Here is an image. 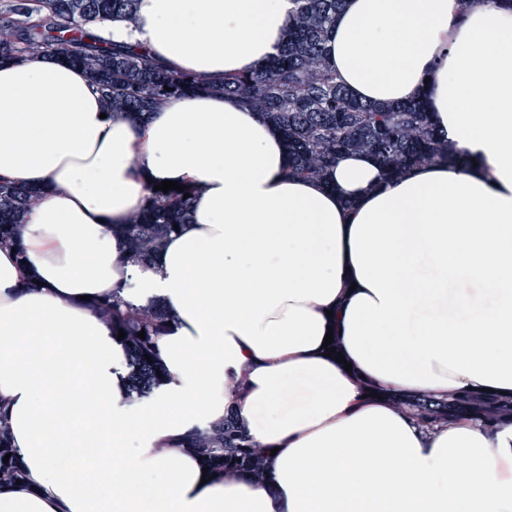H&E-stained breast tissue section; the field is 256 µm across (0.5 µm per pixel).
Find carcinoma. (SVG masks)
<instances>
[{
	"instance_id": "obj_1",
	"label": "carcinoma",
	"mask_w": 512,
	"mask_h": 512,
	"mask_svg": "<svg viewBox=\"0 0 512 512\" xmlns=\"http://www.w3.org/2000/svg\"><path fill=\"white\" fill-rule=\"evenodd\" d=\"M138 0H10L0 10V62L45 50L55 52L82 68L117 115H144L169 98L205 91L242 97L283 135L289 172L324 179L344 153L368 152L384 175L398 178L412 166L450 161L457 153L441 140L419 103L371 106L353 99L336 81L327 57V40L344 0H291L293 8L288 40L267 66L219 81L204 82L187 72L169 70L141 47L113 42L100 34L112 21L131 23ZM34 196L12 181L0 179V246H12L24 257L18 231L24 224ZM191 198L184 192L149 191L142 208L113 232L126 244L127 258L147 264L189 216ZM97 317L122 339L134 372L129 393L145 396L164 382L167 370L156 352L157 339L167 331L168 316L159 305L144 309L116 295L93 304ZM145 332V338L138 337ZM152 362H147L145 356ZM509 402L482 398H450L446 416L471 412L482 416L506 410ZM183 448H193L210 468L227 467L261 472V450L251 446L236 425L233 412L219 422L197 429ZM222 448L220 456L213 449ZM6 427L0 425V482H12L17 473Z\"/></svg>"
}]
</instances>
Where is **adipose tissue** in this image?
Returning a JSON list of instances; mask_svg holds the SVG:
<instances>
[{"instance_id": "obj_1", "label": "adipose tissue", "mask_w": 512, "mask_h": 512, "mask_svg": "<svg viewBox=\"0 0 512 512\" xmlns=\"http://www.w3.org/2000/svg\"><path fill=\"white\" fill-rule=\"evenodd\" d=\"M291 8L139 0L105 34L218 79L268 64ZM327 49L356 100H424L459 160L389 181L352 153L304 178L240 98L139 120L57 57L0 65V178L38 193L24 258L0 248V419L24 472L0 512H512L511 414L426 427L396 401L512 400V10L345 0ZM165 180L191 187L190 216L129 263L112 227ZM112 294L168 313L160 397L127 400L124 345L92 311ZM229 409L262 476L203 477L174 446Z\"/></svg>"}]
</instances>
